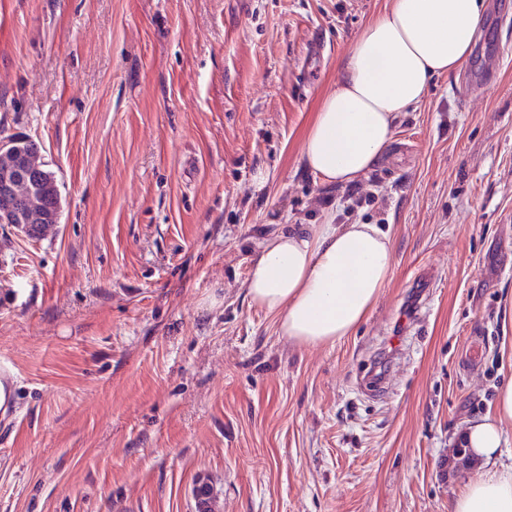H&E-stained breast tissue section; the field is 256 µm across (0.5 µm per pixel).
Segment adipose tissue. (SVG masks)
Wrapping results in <instances>:
<instances>
[{"mask_svg": "<svg viewBox=\"0 0 512 512\" xmlns=\"http://www.w3.org/2000/svg\"><path fill=\"white\" fill-rule=\"evenodd\" d=\"M486 0H391L355 41L343 76L325 98L302 150L324 183L348 184L370 170L392 142L402 112L430 82L455 74L471 54ZM393 269L390 235L368 223L288 228L265 238L245 287L251 303L277 320L298 346L333 344L367 319ZM512 425V378L490 417L470 422L460 441L476 467L451 512H512V464L501 462Z\"/></svg>", "mask_w": 512, "mask_h": 512, "instance_id": "ef3b65f1", "label": "adipose tissue"}]
</instances>
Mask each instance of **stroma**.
Masks as SVG:
<instances>
[{"instance_id": "obj_1", "label": "stroma", "mask_w": 512, "mask_h": 512, "mask_svg": "<svg viewBox=\"0 0 512 512\" xmlns=\"http://www.w3.org/2000/svg\"><path fill=\"white\" fill-rule=\"evenodd\" d=\"M499 2L492 40L403 113L356 180L375 203L351 212L302 147L387 0H0V138L31 140L63 197L50 239L0 224V356L22 377L0 512H194L203 474L224 512H448L468 477L456 436L512 374ZM331 205L389 228L393 274L353 336L299 347L243 284L264 238Z\"/></svg>"}]
</instances>
